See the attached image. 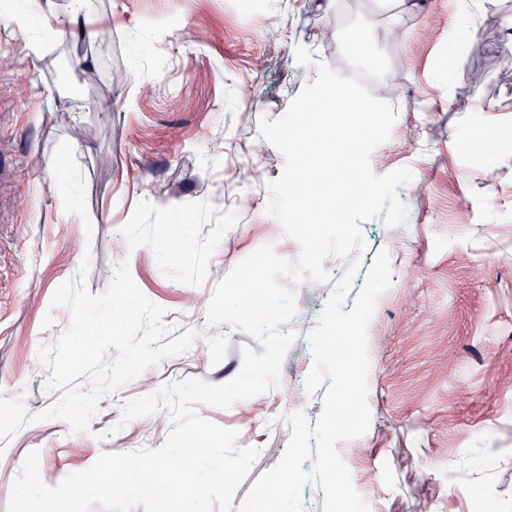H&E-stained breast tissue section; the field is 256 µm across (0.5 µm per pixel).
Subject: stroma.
I'll return each mask as SVG.
<instances>
[{
  "instance_id": "1",
  "label": "stroma",
  "mask_w": 512,
  "mask_h": 512,
  "mask_svg": "<svg viewBox=\"0 0 512 512\" xmlns=\"http://www.w3.org/2000/svg\"><path fill=\"white\" fill-rule=\"evenodd\" d=\"M51 2L55 29L34 14L27 33H0V56L14 59L0 68V396L24 393L32 414L58 400L39 353L69 320L51 296L85 259L91 293L127 263L166 324L196 337L103 396L89 432L71 433L60 419L18 431L0 452V512L29 452L52 486L101 453L160 448L169 410L125 423L124 403L176 381L228 382L242 347L258 348L229 325H210L206 309L215 285L259 247L291 262L300 254L266 212L285 158L259 122L287 111L316 79V61L352 75L337 34L356 16L390 62L368 88L398 112L371 169L406 167L413 178L398 189L405 224L363 225L362 265L387 251L392 284L367 331L371 424L337 451L368 512H473L477 488L489 512H512V40L493 38L512 22V0H471L477 33L441 91L434 81L454 37L435 0L407 11L398 0H91L112 28L105 46L71 34L67 0ZM299 45L313 64L297 62ZM474 70L480 83L469 79ZM474 125L506 137L473 157L460 133ZM347 264L329 256L330 281L292 283L297 337L276 386L227 408L192 405L259 451L235 502L281 459L291 433L283 415L313 421L322 411L323 391L305 388L308 334Z\"/></svg>"
}]
</instances>
